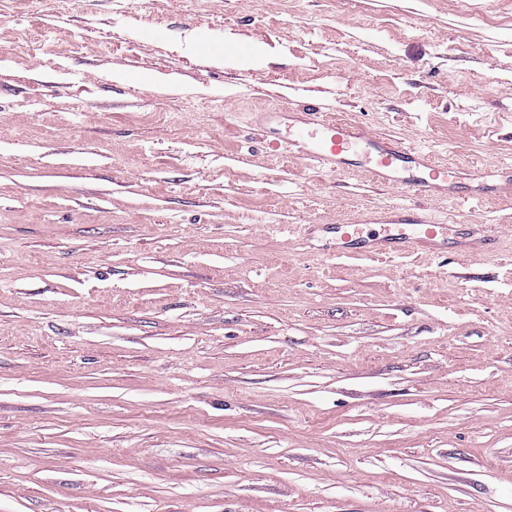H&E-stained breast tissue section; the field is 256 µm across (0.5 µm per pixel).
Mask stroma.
I'll return each instance as SVG.
<instances>
[{"label":"stroma","instance_id":"1","mask_svg":"<svg viewBox=\"0 0 512 512\" xmlns=\"http://www.w3.org/2000/svg\"><path fill=\"white\" fill-rule=\"evenodd\" d=\"M310 99L493 181L512 0H0V512H512V196L309 251L464 211L266 151ZM469 224H456L462 228V236L449 241V225L432 220L427 216H417L409 220L410 224H396L386 221L384 224H320L314 231L332 235L329 249L333 253H351L359 250L365 254L395 256L409 249H416L436 255L439 251H449L452 244L459 258H472L496 248L497 238L488 224H483L473 213L472 208L464 213ZM375 225L379 231L365 233L367 226ZM407 229H411L408 233Z\"/></svg>","mask_w":512,"mask_h":512}]
</instances>
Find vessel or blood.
<instances>
[{
    "mask_svg": "<svg viewBox=\"0 0 512 512\" xmlns=\"http://www.w3.org/2000/svg\"><path fill=\"white\" fill-rule=\"evenodd\" d=\"M253 122L262 131L269 150L285 152L330 174H342L358 164L382 186L410 187L432 197L456 192L452 167L438 163L424 149L369 133L353 121L336 118L322 103H309L293 111L257 112ZM505 193L512 194V164L499 169L494 183L476 187L462 201L474 205L488 195ZM321 230L331 234L330 248L339 254L359 250L395 256L416 249L434 255L450 248L458 257L472 258L497 245L489 225L472 214L462 227L460 239L454 241L448 238V224L426 216L414 217L406 225L388 221L373 233L366 232L361 224H325Z\"/></svg>",
    "mask_w": 512,
    "mask_h": 512,
    "instance_id": "vessel-or-blood-1",
    "label": "vessel or blood"
}]
</instances>
